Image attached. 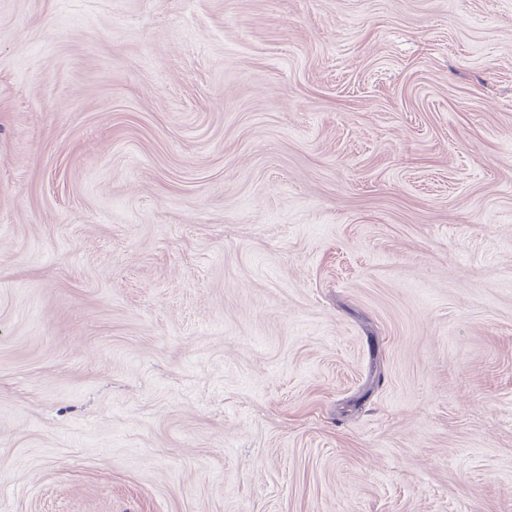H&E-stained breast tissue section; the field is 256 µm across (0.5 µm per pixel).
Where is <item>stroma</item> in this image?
I'll use <instances>...</instances> for the list:
<instances>
[{
  "label": "stroma",
  "instance_id": "stroma-1",
  "mask_svg": "<svg viewBox=\"0 0 512 512\" xmlns=\"http://www.w3.org/2000/svg\"><path fill=\"white\" fill-rule=\"evenodd\" d=\"M0 512H512V0H0Z\"/></svg>",
  "mask_w": 512,
  "mask_h": 512
}]
</instances>
